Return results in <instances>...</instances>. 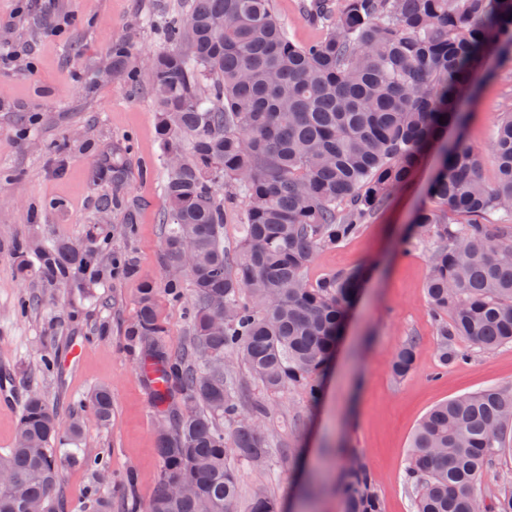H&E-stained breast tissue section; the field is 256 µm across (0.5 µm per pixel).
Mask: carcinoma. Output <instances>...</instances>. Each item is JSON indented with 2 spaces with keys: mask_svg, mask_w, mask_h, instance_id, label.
<instances>
[{
  "mask_svg": "<svg viewBox=\"0 0 512 512\" xmlns=\"http://www.w3.org/2000/svg\"><path fill=\"white\" fill-rule=\"evenodd\" d=\"M304 14L321 30L292 39L274 0H191L184 19L153 18L171 48L140 60L127 40L112 44V74L147 88L156 107L167 208L162 264L185 259L188 280L146 281L128 335L160 374L156 406L181 407L157 436L161 473L146 512H241L235 464L262 466L271 449L260 423L265 401L246 402L234 384L246 367L263 389L299 385L315 400L318 377L366 281L365 271L312 284L315 252L356 235L439 149L432 205L418 210L404 252L428 243L425 284L444 368L465 358L463 338L490 353L512 342V111L494 130L498 179L487 184L467 143V113L486 62L512 58V0H312ZM182 157L179 171L168 156ZM242 206V238L224 248V218ZM463 222L448 225V212ZM39 276L69 279L91 247L31 243ZM191 288L187 340L177 349L158 308ZM415 344H400L390 369H414ZM90 414L112 422V394L98 388ZM84 413V414H86ZM84 414L61 431L44 396L23 402L13 447L0 453V512H53L59 467L52 440H80ZM233 426L227 435L216 423ZM512 462V389L488 387L433 407L414 431L405 478L416 512H512V485L482 499L479 475ZM94 507L112 482L104 460ZM338 493L345 512H383L367 463L344 459ZM247 512H278L258 495Z\"/></svg>",
  "mask_w": 512,
  "mask_h": 512,
  "instance_id": "carcinoma-1",
  "label": "carcinoma"
}]
</instances>
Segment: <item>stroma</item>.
<instances>
[{"instance_id": "1", "label": "stroma", "mask_w": 512, "mask_h": 512, "mask_svg": "<svg viewBox=\"0 0 512 512\" xmlns=\"http://www.w3.org/2000/svg\"><path fill=\"white\" fill-rule=\"evenodd\" d=\"M189 0H0V388L14 404H0V452L11 448L18 404L39 391L61 423L81 401L105 386L112 422L87 420L79 443H54L60 481L56 512H94L95 483L87 458L102 454L112 473L110 512H126L130 498L148 502L160 475L155 441L160 419L142 372L143 348L127 329L138 312L144 281L162 287L166 210L159 166L155 106L143 91L101 76L112 44L131 40L145 57L169 48L152 16L182 17ZM469 115L465 138L481 158L486 183L497 180L493 133L512 107V59L494 64ZM125 165L121 186L103 167ZM439 160L429 157L413 179L394 190L389 205L356 236L317 251L309 281L367 268L336 355L311 401L302 389L265 394L247 369L239 382L251 398H268V466L239 468L242 501L264 494L281 512H344L336 491L342 464L326 449L357 452L370 467L384 512H414L416 491L405 482L409 443L419 420L436 404L490 386L512 387V343L485 353L457 340L466 360L440 370L435 314L424 292L426 247L403 253L413 214L428 204ZM109 235L106 252L73 270L65 287L47 286L28 255L27 275L16 270L22 244H79L87 234ZM132 259L136 271L98 276L111 257ZM413 341V373L395 378L393 351ZM82 350L77 371L63 366L72 345ZM53 362L44 370L42 356Z\"/></svg>"}]
</instances>
